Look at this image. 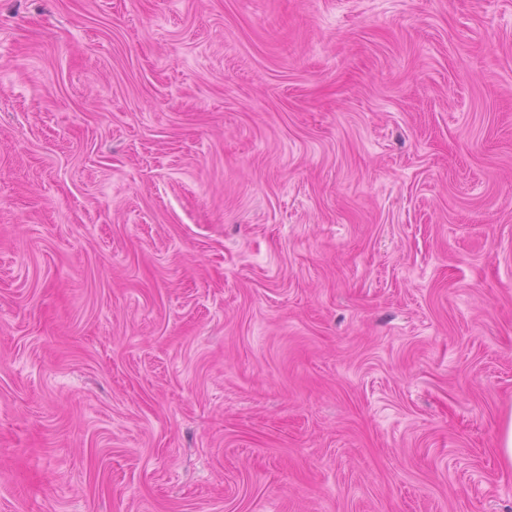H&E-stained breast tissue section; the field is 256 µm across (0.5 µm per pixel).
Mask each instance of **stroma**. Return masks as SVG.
I'll list each match as a JSON object with an SVG mask.
<instances>
[{
	"instance_id": "35a3bbf8",
	"label": "stroma",
	"mask_w": 512,
	"mask_h": 512,
	"mask_svg": "<svg viewBox=\"0 0 512 512\" xmlns=\"http://www.w3.org/2000/svg\"><path fill=\"white\" fill-rule=\"evenodd\" d=\"M512 0H0V512H512Z\"/></svg>"
}]
</instances>
